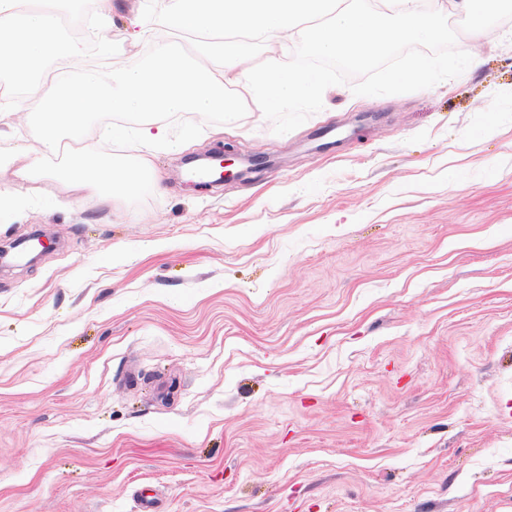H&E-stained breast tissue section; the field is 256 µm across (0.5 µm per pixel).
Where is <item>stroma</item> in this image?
<instances>
[{"instance_id":"stroma-1","label":"stroma","mask_w":512,"mask_h":512,"mask_svg":"<svg viewBox=\"0 0 512 512\" xmlns=\"http://www.w3.org/2000/svg\"><path fill=\"white\" fill-rule=\"evenodd\" d=\"M145 3L112 0L122 62ZM456 46L474 71L330 86L283 135L236 84L138 205L0 168V247L53 243L0 266V512H512V25ZM224 151L266 164L183 179Z\"/></svg>"}]
</instances>
